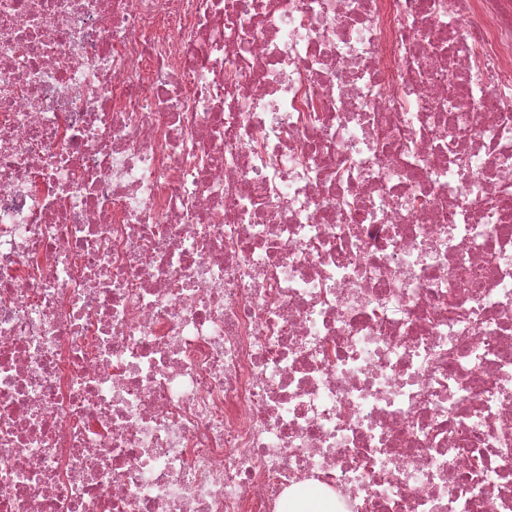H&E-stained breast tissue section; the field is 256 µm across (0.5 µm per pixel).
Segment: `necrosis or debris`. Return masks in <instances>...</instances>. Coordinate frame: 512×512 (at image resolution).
I'll return each mask as SVG.
<instances>
[{
  "label": "necrosis or debris",
  "instance_id": "obj_1",
  "mask_svg": "<svg viewBox=\"0 0 512 512\" xmlns=\"http://www.w3.org/2000/svg\"><path fill=\"white\" fill-rule=\"evenodd\" d=\"M512 512V0H0V512Z\"/></svg>",
  "mask_w": 512,
  "mask_h": 512
}]
</instances>
